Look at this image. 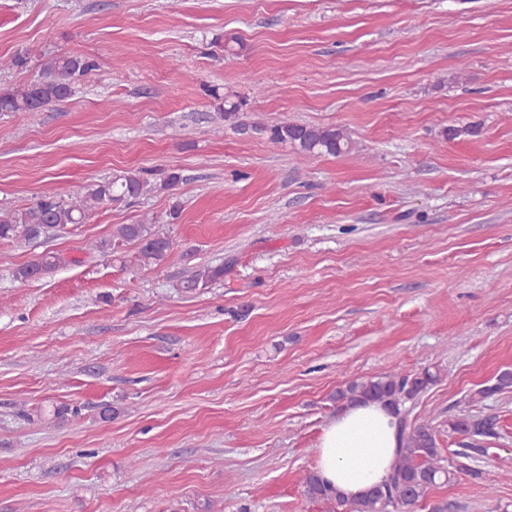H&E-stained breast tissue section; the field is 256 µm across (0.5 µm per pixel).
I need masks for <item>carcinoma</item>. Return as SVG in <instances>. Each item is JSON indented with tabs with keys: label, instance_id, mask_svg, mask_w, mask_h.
I'll return each mask as SVG.
<instances>
[{
	"label": "carcinoma",
	"instance_id": "cac0c4a2",
	"mask_svg": "<svg viewBox=\"0 0 512 512\" xmlns=\"http://www.w3.org/2000/svg\"><path fill=\"white\" fill-rule=\"evenodd\" d=\"M96 70L97 61L90 56H47L40 63L39 74L33 79L0 89V112H25L35 118L73 96L81 79ZM211 96L214 99V120L220 123L216 130H223L224 122L236 125L241 103L222 97L215 91L211 92ZM254 129L273 143H289L313 158L346 154L353 146L348 134L336 126L283 122L272 126L256 125ZM180 181L181 175L175 171L170 172L159 184L151 183L138 171H122L90 185L83 195L67 200L47 191L27 208L0 211V240H33L53 235L70 224L83 223L101 203H118L152 192L169 191ZM115 237L126 242H138V257L145 264L163 259L173 247L169 237L153 230L151 220L121 224L115 231ZM61 263L60 255L48 252L38 260L19 267L15 271V278L21 281L38 279ZM223 278L224 265H203L195 274L182 281L179 288L184 293H192ZM437 381L438 374L424 369L413 373L352 380L336 388L330 399L338 408L366 402H379L388 406L399 416L401 446L385 484L357 498H345L319 483L315 475L308 471L302 477L307 496L331 504L332 512H414L430 489L453 482L457 474L465 472L473 478L481 477V470L442 456L436 431L429 421L422 420L413 425L405 422L406 405ZM509 389H512V370L505 369L496 376L493 384L479 389L472 400H483ZM448 433L465 435L471 439L467 444L470 452L461 453V457L470 459L472 453L480 451L475 442L498 437V420L490 415L459 413L448 418Z\"/></svg>",
	"mask_w": 512,
	"mask_h": 512
}]
</instances>
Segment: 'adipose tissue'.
I'll return each mask as SVG.
<instances>
[{
	"label": "adipose tissue",
	"mask_w": 512,
	"mask_h": 512,
	"mask_svg": "<svg viewBox=\"0 0 512 512\" xmlns=\"http://www.w3.org/2000/svg\"><path fill=\"white\" fill-rule=\"evenodd\" d=\"M400 447L396 416L374 402L337 410L322 430L314 472L345 497L384 483Z\"/></svg>",
	"instance_id": "obj_1"
}]
</instances>
